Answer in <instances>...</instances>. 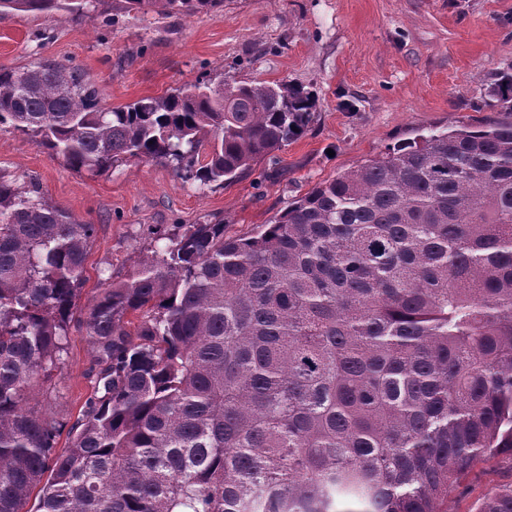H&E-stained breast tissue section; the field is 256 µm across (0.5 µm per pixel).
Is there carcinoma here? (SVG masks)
Here are the masks:
<instances>
[{"mask_svg": "<svg viewBox=\"0 0 512 512\" xmlns=\"http://www.w3.org/2000/svg\"><path fill=\"white\" fill-rule=\"evenodd\" d=\"M83 9L0 0L1 13ZM502 111L318 183L254 233L195 224L104 279L84 320L96 384L60 453L29 388L61 363L94 225L0 175V512H445L479 460L505 453L512 470V103ZM312 118L284 80L206 76L109 109L73 67L0 69V131L77 171L137 158L221 185ZM474 512H512V482Z\"/></svg>", "mask_w": 512, "mask_h": 512, "instance_id": "obj_1", "label": "carcinoma"}]
</instances>
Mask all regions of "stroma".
<instances>
[{
    "mask_svg": "<svg viewBox=\"0 0 512 512\" xmlns=\"http://www.w3.org/2000/svg\"><path fill=\"white\" fill-rule=\"evenodd\" d=\"M41 59L78 68L106 106L158 97L205 75L288 81L314 101L310 125L234 181L210 186L171 165L130 161L75 171L0 131V173L92 224L76 321L51 378L30 404L60 430L57 449L93 390L94 357L82 323L104 278H125L168 233L203 220L246 235L288 203L386 148L462 123L496 120L498 81L512 76V0H224L216 16L124 13L89 0L82 15L0 14V68ZM512 472L478 462L448 494V512H473Z\"/></svg>",
    "mask_w": 512,
    "mask_h": 512,
    "instance_id": "1",
    "label": "stroma"
}]
</instances>
